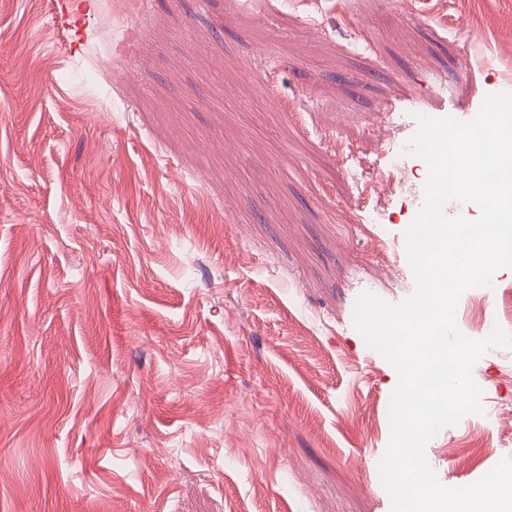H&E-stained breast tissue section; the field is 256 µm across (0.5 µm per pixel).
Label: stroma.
<instances>
[{
	"instance_id": "obj_1",
	"label": "stroma",
	"mask_w": 512,
	"mask_h": 512,
	"mask_svg": "<svg viewBox=\"0 0 512 512\" xmlns=\"http://www.w3.org/2000/svg\"><path fill=\"white\" fill-rule=\"evenodd\" d=\"M68 3L0 0V512H391L399 374L353 310L414 293L418 209L371 131L512 90V0L492 40L458 0ZM472 376L447 487L512 460V347Z\"/></svg>"
}]
</instances>
